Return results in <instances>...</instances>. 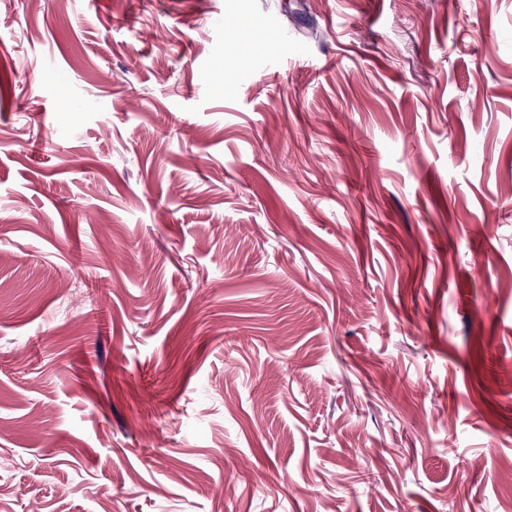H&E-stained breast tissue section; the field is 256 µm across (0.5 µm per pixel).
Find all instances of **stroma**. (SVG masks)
Segmentation results:
<instances>
[{"instance_id":"1","label":"stroma","mask_w":512,"mask_h":512,"mask_svg":"<svg viewBox=\"0 0 512 512\" xmlns=\"http://www.w3.org/2000/svg\"><path fill=\"white\" fill-rule=\"evenodd\" d=\"M509 465L512 0H0V512H512Z\"/></svg>"}]
</instances>
